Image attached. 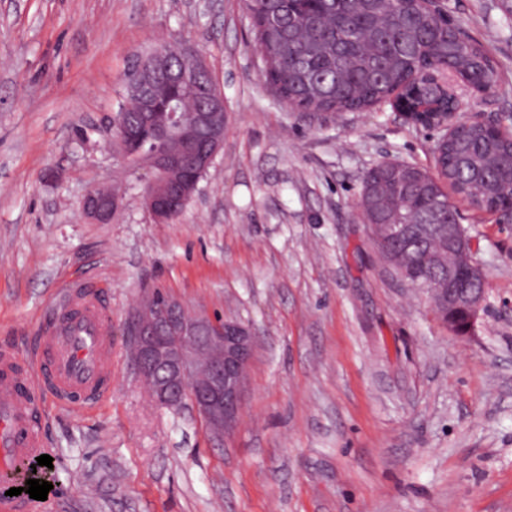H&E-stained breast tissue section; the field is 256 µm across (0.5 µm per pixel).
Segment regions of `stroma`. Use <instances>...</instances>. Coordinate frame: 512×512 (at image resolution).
I'll return each instance as SVG.
<instances>
[{
    "mask_svg": "<svg viewBox=\"0 0 512 512\" xmlns=\"http://www.w3.org/2000/svg\"><path fill=\"white\" fill-rule=\"evenodd\" d=\"M446 6L497 70L459 120L512 131V0ZM163 42L207 59L226 113L171 224L110 144L129 55ZM259 73L241 0H0V348L24 350L70 281L112 309L110 397L35 418L53 464L35 512H512V224L459 203L487 295L454 337L358 209L377 163L434 172L437 131L388 105L312 118ZM96 187L121 196L106 224L81 209ZM153 288L254 333L224 441L134 370L126 322Z\"/></svg>",
    "mask_w": 512,
    "mask_h": 512,
    "instance_id": "stroma-1",
    "label": "stroma"
}]
</instances>
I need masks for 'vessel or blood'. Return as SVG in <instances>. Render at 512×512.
Returning a JSON list of instances; mask_svg holds the SVG:
<instances>
[{"instance_id":"vessel-or-blood-1","label":"vessel or blood","mask_w":512,"mask_h":512,"mask_svg":"<svg viewBox=\"0 0 512 512\" xmlns=\"http://www.w3.org/2000/svg\"><path fill=\"white\" fill-rule=\"evenodd\" d=\"M110 324V308L96 290L72 282L26 357L0 351V472L45 452L32 420L37 397L85 408L111 392Z\"/></svg>"}]
</instances>
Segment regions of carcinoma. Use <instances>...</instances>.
I'll return each instance as SVG.
<instances>
[{
	"mask_svg": "<svg viewBox=\"0 0 512 512\" xmlns=\"http://www.w3.org/2000/svg\"><path fill=\"white\" fill-rule=\"evenodd\" d=\"M261 78L294 112L365 111L404 100L432 112H455L460 101L435 82L448 73L478 74L481 88L496 81L493 60L477 41L417 0H246ZM500 214L512 210V133L461 125L448 137L437 175L395 163L370 168L358 207L366 224H424L425 240L378 231L383 261L416 282L428 271L448 287V246L440 228L460 218L448 192Z\"/></svg>",
	"mask_w": 512,
	"mask_h": 512,
	"instance_id": "cac0c4a2",
	"label": "carcinoma"
}]
</instances>
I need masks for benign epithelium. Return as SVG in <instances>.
<instances>
[{"label":"benign epithelium","instance_id":"benign-epithelium-1","mask_svg":"<svg viewBox=\"0 0 512 512\" xmlns=\"http://www.w3.org/2000/svg\"><path fill=\"white\" fill-rule=\"evenodd\" d=\"M192 68L183 71L182 82L196 83L199 73L208 70L203 56L182 51ZM167 66V56L152 47L135 56L122 78L123 87L144 112L143 128L163 135L175 148L157 153L144 149L139 136L130 148L132 136L122 121L113 118V146L134 165L147 168L153 177L145 187V204L157 222L168 224L184 212L198 182L209 169L224 144V96L208 91L203 105L184 116L175 106L174 92L161 89L158 73ZM190 167L188 176L171 180L168 175ZM120 198L105 189H93L82 203L84 215L96 223H107L118 208ZM448 250L456 264L448 266V289H429L432 302L448 309L453 318L462 317L460 326L450 324L456 336H466L475 326L486 299V277L473 258L470 239L460 223L448 225ZM476 284L459 283L460 273ZM134 365L147 382L152 399L174 411L192 409L202 420L209 437L221 442L238 425L243 413L247 369L254 350L252 329L233 319L193 314L175 297L166 293L155 303L142 302L130 313ZM30 467L0 478V493L26 483Z\"/></svg>","mask_w":512,"mask_h":512}]
</instances>
